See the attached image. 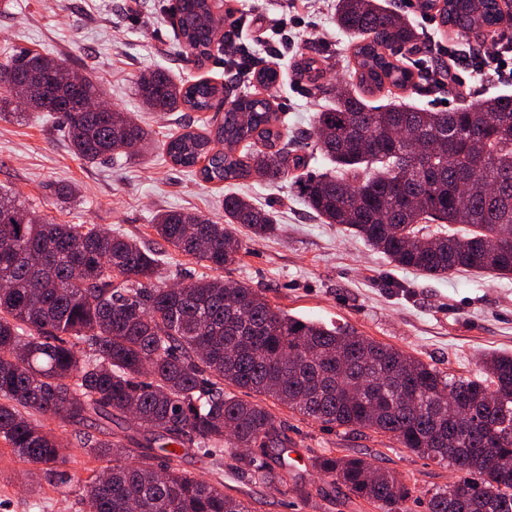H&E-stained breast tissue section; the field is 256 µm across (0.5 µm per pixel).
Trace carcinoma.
<instances>
[{
	"label": "carcinoma",
	"instance_id": "1",
	"mask_svg": "<svg viewBox=\"0 0 512 512\" xmlns=\"http://www.w3.org/2000/svg\"><path fill=\"white\" fill-rule=\"evenodd\" d=\"M426 0L442 25L470 38L509 44L512 8L498 0ZM177 37L197 62L215 49L220 19L207 0H177ZM336 24L351 38L354 83L331 89L318 110L314 146L333 167L305 179L296 153L306 136L279 125L276 71L263 91L224 102L214 130H187L161 147L206 182L292 177L325 224L351 229L396 265L438 277L461 270L512 275V95H479L448 110L388 104L366 96L386 88L435 95L437 78L417 77L397 55L424 33L379 0H337ZM300 75L321 88L324 68L300 53ZM58 60L23 50L0 63V117L57 112L73 153L95 162L138 155L151 133L124 112H88L101 96L90 77L61 81ZM36 79L20 104L18 76ZM152 112H208L217 85H191L162 70L137 81ZM264 238L271 213L224 195V223L166 211L152 228L168 246L211 270L241 261L235 225ZM436 229L428 230V225ZM156 252L94 224H55L0 189V440L48 481L67 488L65 449L45 422L76 428L87 455L110 462L85 481L84 512H252L221 486L177 467L170 446L194 445L212 457L229 451L242 473L277 483L306 502L288 469V436L258 403L224 385L249 389L330 428L368 429L471 478L473 495L448 501V489L418 491L361 457L317 455L313 467L349 498L378 512H512V356L488 355L481 377H456L343 325L292 316L253 288L203 277L171 288L160 282ZM135 407L147 447L109 432Z\"/></svg>",
	"mask_w": 512,
	"mask_h": 512
}]
</instances>
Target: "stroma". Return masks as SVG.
<instances>
[{
  "instance_id": "35a3bbf8",
  "label": "stroma",
  "mask_w": 512,
  "mask_h": 512,
  "mask_svg": "<svg viewBox=\"0 0 512 512\" xmlns=\"http://www.w3.org/2000/svg\"><path fill=\"white\" fill-rule=\"evenodd\" d=\"M335 4L315 0L307 23L292 29V42L283 52L272 53L269 44L251 48L254 57L279 73L274 105L289 131L310 129L315 112L327 102L296 72L302 45L320 54L327 82L349 76V38L336 26ZM171 5L172 0H8L0 7V61L19 48L63 61L96 80L103 103L129 113L159 143L187 127H215L220 112H149L135 91L137 77L158 68L188 84L207 79L231 84L236 93L260 89L253 80L228 81L223 54L200 64L187 58L175 35ZM286 5L287 0L218 2L220 12L260 16L271 42L280 38ZM0 186L49 221L95 224L157 250L167 283L196 280L207 269L156 236L151 228L155 214L194 212L220 223L224 195L233 188L256 208L275 212L278 230L254 240L238 227L245 253L239 264L221 271L222 279L256 289L289 314L349 326L458 376H479L488 354H512V275L461 271L429 277L396 266L343 227L321 223L288 181L254 176L233 187L207 183L166 161L158 149L135 159L120 156L91 164L73 154L62 117L41 112L19 121L0 119ZM60 186L71 187L73 197L60 199L55 193ZM245 398L265 406L285 426L289 460L312 493L309 503L279 486L242 477L228 455L209 458L192 447L180 465L191 475L222 483L227 494L255 501L258 512H375L367 503L351 502L343 486L313 469L312 457L325 453L364 458L420 489L445 487L463 477L387 436L326 427L258 393ZM54 432L75 462L77 482L60 490L31 477L29 465L0 444V512H83V480L102 463L82 453L71 427L58 426Z\"/></svg>"
}]
</instances>
